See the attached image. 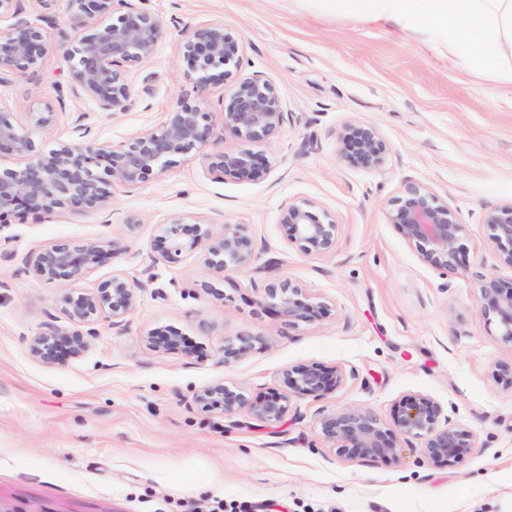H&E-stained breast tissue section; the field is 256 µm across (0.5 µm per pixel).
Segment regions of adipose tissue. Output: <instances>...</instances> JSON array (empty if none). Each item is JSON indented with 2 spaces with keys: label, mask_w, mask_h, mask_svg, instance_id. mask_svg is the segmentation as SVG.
I'll use <instances>...</instances> for the list:
<instances>
[{
  "label": "adipose tissue",
  "mask_w": 512,
  "mask_h": 512,
  "mask_svg": "<svg viewBox=\"0 0 512 512\" xmlns=\"http://www.w3.org/2000/svg\"><path fill=\"white\" fill-rule=\"evenodd\" d=\"M426 35L449 62L512 89V0H314Z\"/></svg>",
  "instance_id": "adipose-tissue-1"
}]
</instances>
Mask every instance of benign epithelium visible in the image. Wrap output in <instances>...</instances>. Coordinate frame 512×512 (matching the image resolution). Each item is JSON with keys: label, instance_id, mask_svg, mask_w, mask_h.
Instances as JSON below:
<instances>
[{"label": "benign epithelium", "instance_id": "1", "mask_svg": "<svg viewBox=\"0 0 512 512\" xmlns=\"http://www.w3.org/2000/svg\"><path fill=\"white\" fill-rule=\"evenodd\" d=\"M23 0H0V16L11 15L17 22L0 30V83L15 76L37 72L50 50L43 29L21 18ZM67 11L74 38L67 50L73 61V90L99 102L106 111L124 112L131 103L127 72L147 62L154 54L161 32L160 20L136 4V0H67ZM112 23L94 26L101 17ZM179 51L199 83L219 77L230 85L224 105V128L252 142L268 140L282 125L284 112L274 81L262 75L243 76L240 64L243 44L220 24L196 29L180 44ZM219 74H214V71ZM57 112L46 104L32 113L39 129L55 125ZM208 113L182 101L167 113L159 129H148L128 142L108 145L96 142L62 144L48 152L31 136L8 119L0 117V158L25 160L20 169H0V218L13 212L28 213L39 219L45 213L70 207L76 211L102 210L109 206L107 186H136L151 175L178 163V159L202 152L212 133ZM342 157L366 169L385 164L389 148L379 131L360 123L346 124L340 134ZM208 171L222 178H249L268 166L266 158L252 152L212 151L205 154ZM389 223L398 226L407 245L425 265L443 272L462 264L465 225L458 214L439 201L427 186L409 184L401 196L391 201ZM280 223L288 237L306 256L322 257L336 246L338 224L319 214L310 201H294L284 207ZM484 224L500 251V261L512 268V202L488 211ZM206 222L175 218L165 225L161 236L160 259L179 261L186 247L200 249L203 263L216 272L246 270L257 259L253 241L242 234L239 225L225 224L222 232L204 228ZM112 254V243L88 241L80 245L53 244L35 257L29 268L43 279L68 289L62 297V313L77 325H89L104 317L112 326L125 324L135 309L141 286L122 275L100 283L95 291L74 293L69 286L84 273ZM484 315L498 319L500 336L512 343V286L496 279L481 288ZM273 303L288 323L311 321L321 315L322 305L303 296L291 282L268 283L258 304ZM83 334L53 323L29 340V350L45 364H59L79 355L86 347ZM149 344L167 352L181 349L182 337L176 330L151 334ZM251 348L250 338L240 336L224 345L223 363L232 364ZM346 371L326 369L317 363H301L284 372V381L299 397L320 399L345 385ZM195 403L220 410L233 417L247 411L253 418L278 424L291 412L290 397L268 395L250 400L246 394L222 383L200 390ZM319 433L335 454L345 459L384 458L397 451V441L420 438L426 460L437 466H450L464 460L475 448L473 433L443 417L441 404L426 394L403 398L393 427L384 428L368 409L345 407L319 420Z\"/></svg>", "mask_w": 512, "mask_h": 512}]
</instances>
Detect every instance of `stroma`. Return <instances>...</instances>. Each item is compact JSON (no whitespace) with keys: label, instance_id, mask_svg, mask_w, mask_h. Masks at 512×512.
I'll use <instances>...</instances> for the list:
<instances>
[{"label":"stroma","instance_id":"stroma-1","mask_svg":"<svg viewBox=\"0 0 512 512\" xmlns=\"http://www.w3.org/2000/svg\"><path fill=\"white\" fill-rule=\"evenodd\" d=\"M161 22L152 58L130 71L133 104L111 113L74 96L64 42L66 0L24 17L49 36L42 68L0 83V114L51 150L91 139L113 145L159 128L188 101L208 112L215 147L251 151L271 166L254 178L211 175L200 153L136 187L114 188L103 212L13 215L0 226V512H208L213 499L256 512H512V389L497 377L512 344L483 314L485 279L512 282L487 211L512 202V93L438 56L422 36L300 0H143ZM207 23L245 44L241 72L274 80L285 119L264 143L226 131L222 82L197 83L178 47ZM59 108L47 131L28 114ZM375 126L389 145L383 167L346 162L338 134ZM411 183L431 188L466 226L468 249L453 273L424 265L387 219ZM310 200L339 226L336 249L305 256L280 222L291 201ZM142 219L128 228V215ZM212 231L240 225L259 252L252 269L217 274L193 249L160 260L158 238L176 217ZM108 240L112 253L75 282L90 292L112 275L141 284L125 326L95 322L86 350L47 365L29 340L45 324L71 328L57 283L23 260L59 242ZM287 280L322 303L321 317L287 324L260 306L259 286ZM210 293H203L202 285ZM177 330L179 352L148 347ZM247 335L248 354L226 365L225 342ZM354 371L320 400L293 398L294 415L269 426L197 406L222 382L256 398L286 392L301 363ZM438 401L476 446L435 466L423 442L396 455L344 460L326 448L319 419L347 406L384 426L404 395Z\"/></svg>","mask_w":512,"mask_h":512}]
</instances>
